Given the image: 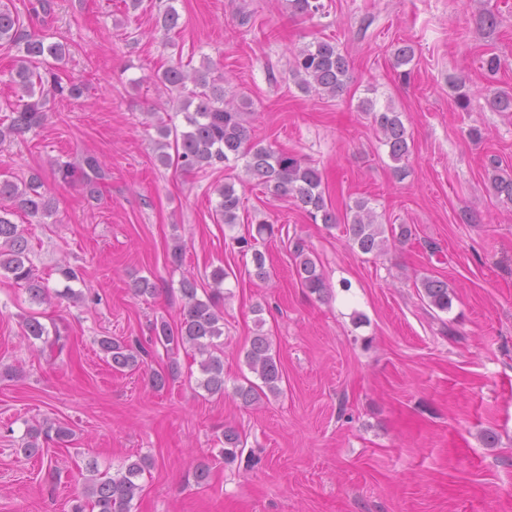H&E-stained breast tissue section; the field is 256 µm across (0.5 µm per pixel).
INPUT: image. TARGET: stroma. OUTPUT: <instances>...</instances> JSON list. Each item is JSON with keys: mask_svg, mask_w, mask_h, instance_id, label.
<instances>
[{"mask_svg": "<svg viewBox=\"0 0 512 512\" xmlns=\"http://www.w3.org/2000/svg\"><path fill=\"white\" fill-rule=\"evenodd\" d=\"M167 1L54 0L36 24L66 38L61 70L83 94L50 102L42 127L1 142L0 175H39L52 214L10 219L25 228L45 284L62 289L67 264L83 275L74 285L82 296L38 303L0 277V512H71L89 462L108 477L139 458L147 467L132 512H512V206L498 202L484 170L494 154L512 173V112L488 104L492 89L512 92V0H323L326 15L310 20L287 0H171L181 25L168 33L159 24ZM485 9L499 18L491 33L478 22ZM320 38L350 64L352 81L336 98L301 91L290 72L294 55ZM403 41L415 50L406 83L391 65ZM492 54L501 69L490 84L482 62ZM187 62L211 63L227 94L248 96L252 138L315 165L337 212L367 198L383 222L410 225L411 240L361 254L343 227L311 223L240 166L238 224L218 223L224 171L155 160V111L185 121L163 109L153 75ZM452 76L465 81L468 111L455 105ZM366 98L401 115L411 136L405 178L359 108ZM472 127L481 141L468 139ZM86 153L112 172L95 198L54 178L57 162ZM464 209L472 223H461ZM263 220L280 232L255 244L271 272L260 282L234 239ZM298 237L328 295L301 286ZM178 240L184 260L175 267L168 253ZM218 265L230 273L227 394L198 388V362L183 349L178 377L151 387L150 372L171 359L152 346L153 323H176L182 278L205 283ZM431 274L452 290L448 311L418 295ZM141 276L154 295L134 296ZM30 316L66 336L64 351L24 338ZM259 331L279 354L283 392L245 408L230 389L248 375L244 353ZM103 336L146 346L143 365L112 370ZM44 419L73 436L25 458L26 425ZM228 427L247 440L231 464L216 443ZM487 430L496 447L484 444ZM202 463L205 486L193 478Z\"/></svg>", "mask_w": 512, "mask_h": 512, "instance_id": "35a3bbf8", "label": "stroma"}]
</instances>
